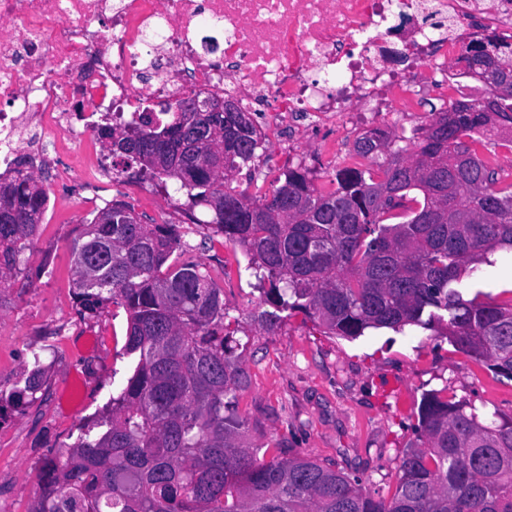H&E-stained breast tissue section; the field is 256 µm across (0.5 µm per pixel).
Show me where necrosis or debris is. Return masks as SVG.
<instances>
[{
	"label": "necrosis or debris",
	"instance_id": "necrosis-or-debris-1",
	"mask_svg": "<svg viewBox=\"0 0 512 512\" xmlns=\"http://www.w3.org/2000/svg\"><path fill=\"white\" fill-rule=\"evenodd\" d=\"M487 34L512 48V0H0V166L66 180L100 119L165 98H233L294 146L336 122L416 136L426 105L488 97L463 60Z\"/></svg>",
	"mask_w": 512,
	"mask_h": 512
}]
</instances>
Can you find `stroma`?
<instances>
[{
    "label": "stroma",
    "mask_w": 512,
    "mask_h": 512,
    "mask_svg": "<svg viewBox=\"0 0 512 512\" xmlns=\"http://www.w3.org/2000/svg\"><path fill=\"white\" fill-rule=\"evenodd\" d=\"M336 133L318 135L305 166L319 191L331 187L332 158L351 151ZM71 183L47 185V211L28 251L25 287L0 292V381L18 380L31 350H43L46 382L34 402L0 424V512H31L41 491L44 458L119 393L133 368L123 353L126 314L109 307L97 318L79 314L73 296L71 245L80 221L106 202L134 206L147 224L191 227L194 257L206 267L235 317L248 382L239 396L247 440L305 454L358 476L365 489L390 496L407 448L418 441L415 425L425 393L447 390L458 400L512 419V381L456 351L433 330L366 331L354 340L327 334L317 319L296 314L275 331L257 320L269 305L240 250L209 236L205 208H190L182 195H165L152 182H123L92 194L83 191L81 158L74 155ZM199 225H191V217ZM512 254L498 252L472 278L493 302H503V269Z\"/></svg>",
    "instance_id": "35a3bbf8"
}]
</instances>
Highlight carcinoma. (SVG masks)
Listing matches in <instances>:
<instances>
[{
  "instance_id": "obj_1",
  "label": "carcinoma",
  "mask_w": 512,
  "mask_h": 512,
  "mask_svg": "<svg viewBox=\"0 0 512 512\" xmlns=\"http://www.w3.org/2000/svg\"><path fill=\"white\" fill-rule=\"evenodd\" d=\"M474 41L472 69L512 63ZM435 115L406 154L399 140L367 133L353 151L366 168L336 169L328 193L297 166L261 199L238 194L229 175L261 147L249 112H172L148 127L144 111L98 127L119 137L122 170L162 191L167 181L210 211L214 233L240 248L266 300L320 320L354 339L369 328L420 326L512 380V298H464L460 284L488 256L512 251V174L483 160L471 139L512 123V95L499 93ZM48 195L32 171L0 174V288L19 281L39 234ZM402 208L397 223L383 216ZM188 231L144 224L134 207L111 201L86 219L72 246L73 294L81 312L124 309L123 354L136 363L125 387L46 459L33 512H512V421L482 420L476 407L432 391L393 494L373 495L332 465L244 442L237 410L247 383L238 329L224 289L192 256ZM8 398L36 399L39 364Z\"/></svg>"
}]
</instances>
